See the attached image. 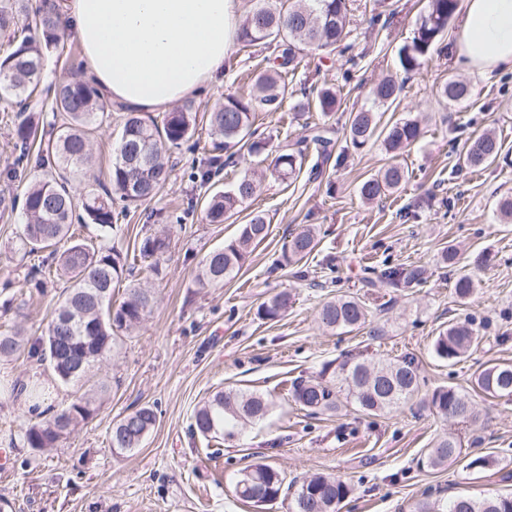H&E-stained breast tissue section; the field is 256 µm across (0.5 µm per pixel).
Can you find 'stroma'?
<instances>
[{"label":"stroma","instance_id":"stroma-1","mask_svg":"<svg viewBox=\"0 0 512 512\" xmlns=\"http://www.w3.org/2000/svg\"><path fill=\"white\" fill-rule=\"evenodd\" d=\"M426 0H350L351 47L344 54L305 48L288 80L280 111L259 113L256 124L270 149L293 148L306 125L324 127L334 142V160L318 179L300 175L292 184L271 177L267 163H239L209 184L195 177L204 155L188 145L172 149V176L151 203L131 211L113 244L139 250L144 239L171 228V247L163 273L127 274L113 299L127 286L148 289L150 309L135 328L121 332L111 353L96 362L84 380L56 382L48 363L21 358L0 361V512H288L283 497L261 507L238 499L232 484L238 472L264 462L276 467L289 489L317 472L342 476L352 487L339 512H415L427 502L447 506L463 494L475 499L512 493V402L472 395L480 419L462 434L463 452L487 457L481 470L462 463L439 468L422 465L426 448L456 425L436 416L425 403L366 416L354 406L333 413L308 414L288 394L294 379L318 378L324 366L356 358L375 362L413 356L424 381L423 394L439 387L471 393L474 372L498 361L512 362V223H501L499 196L512 191V71L484 76L455 64L449 50L435 54L416 73L398 67L397 50L410 41ZM70 52L45 55L41 86L86 76L79 40ZM272 50L234 45L224 62L222 81L207 85L188 102L197 114L193 138L210 141L209 112L226 96L245 91L253 70L268 67ZM387 76L403 81L400 98L382 121L416 119L423 134L400 156L410 178L397 192L367 205L359 196L363 179L386 166L380 144L346 147L345 125L352 112L370 106V90ZM466 80L470 99L452 103L438 91L448 77ZM335 87V112L293 118L292 108L316 88ZM14 106L0 103V188L23 197L30 179L8 180L16 157ZM123 108L113 107L112 123L95 135L93 173L71 175L75 196L94 179H106ZM493 127L504 140L503 156L483 169L459 165L450 140L465 141ZM261 184L251 207L271 219L269 236L240 273L221 287L201 286L196 275L205 255L222 246L247 220L239 213L224 224L207 223L194 200L223 190L240 174ZM318 229V245L306 263L276 267L289 235L304 225ZM20 211L0 216V331L19 327L29 340L42 336L67 286L58 279L38 289L31 261L19 248ZM455 249L458 269L478 287L467 303L454 294V279L443 255ZM422 267V284L413 288L365 286V267ZM291 304L277 321L257 316V307L279 292ZM347 294L367 304L371 316L359 331L325 330L317 320L321 305ZM469 321L481 342L463 360L437 359L432 345L452 320ZM42 379L51 382L46 404L61 408L96 395L97 411L59 447L36 450L24 441L38 423L17 388ZM250 388L271 395L266 418L240 425L234 439L222 441L220 454L191 435V417L219 390ZM156 405L154 429L140 448L116 455L113 423L133 408Z\"/></svg>","mask_w":512,"mask_h":512}]
</instances>
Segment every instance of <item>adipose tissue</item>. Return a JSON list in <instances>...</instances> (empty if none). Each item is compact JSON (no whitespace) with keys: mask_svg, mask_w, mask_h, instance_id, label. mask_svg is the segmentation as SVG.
<instances>
[{"mask_svg":"<svg viewBox=\"0 0 512 512\" xmlns=\"http://www.w3.org/2000/svg\"><path fill=\"white\" fill-rule=\"evenodd\" d=\"M80 41L87 74L109 104L164 109L224 75L239 0H53ZM456 62L512 71V0H463Z\"/></svg>","mask_w":512,"mask_h":512,"instance_id":"obj_1","label":"adipose tissue"}]
</instances>
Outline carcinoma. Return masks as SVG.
<instances>
[{"label":"carcinoma","instance_id":"1","mask_svg":"<svg viewBox=\"0 0 512 512\" xmlns=\"http://www.w3.org/2000/svg\"><path fill=\"white\" fill-rule=\"evenodd\" d=\"M460 8V0H427L416 23L411 40L398 52L399 65L409 74L420 69L440 50L448 25ZM351 9L348 0H257L238 28V40L245 47L275 45L277 67L257 73L247 92L224 98V103L210 115L214 153L204 162L197 175L207 184L214 176L243 154L258 155L267 143L256 141L253 129L257 114L282 109L287 87L285 75L293 74L300 64L299 55L306 46L333 53L349 48ZM13 30V49L0 57V99L19 106L14 115L15 149L19 151L14 167L6 172L17 177L19 168L35 162L37 168L88 172L95 164L93 133L110 122L111 113L99 104L97 88L86 81L68 80L54 90L52 141L40 138L44 112H35L32 99L36 95L44 55L64 44V23L58 10L43 3L29 10L26 0H0V30ZM403 84L388 78L371 90L372 107L351 114L346 130V143L361 150L372 141H381L385 151L399 153L414 145L421 136L417 122L400 119L379 126L378 107H389L399 98ZM441 97L451 102L471 96L469 83L450 78L440 89ZM316 107L323 115L336 111V92L330 87L316 90L315 99L298 104L304 111ZM195 113L186 104L164 113L162 119H146L139 112L126 114L117 137L115 161L112 162V189L95 185L84 193L81 208L84 219L100 227L97 243L75 236L72 224L74 198L66 176H49L32 182L24 197V234L21 248L25 253L49 251V257L32 266L30 274L41 276V282L55 276L70 282L67 294L51 314L45 333L31 343L21 329L0 334V360L11 361L23 356L47 361L57 379L78 383L94 363L112 352V343L120 331L136 327L150 306V295L144 288L129 289L119 304L112 303L113 285L122 280L128 267L141 261L146 270L158 274L161 258L170 248L169 229L165 228L144 240L139 255L133 257L112 245V232L121 228L130 209L153 200L170 178L166 160L169 148L190 138L195 127ZM224 155H219V152ZM502 141L491 130L467 139L459 152V163L478 169L501 155ZM307 154L299 148L282 152L275 158L272 172L283 182L298 178ZM409 180V172L392 163L366 178L359 194L366 202L378 200L398 191ZM260 185L249 174L238 177L231 186L217 192L205 202L207 218L212 224L244 210ZM269 232V217L261 210L249 213L247 223L240 225L234 238L210 251L202 261L198 280L203 285L217 286L234 279L254 249ZM317 235L308 227L290 236L282 247L281 267L308 258L315 250ZM418 267H390L366 282H377L389 288H411L423 280ZM476 289L474 279L457 273L455 294L462 302ZM290 304V294L278 293L262 302L257 310L260 318L274 321ZM319 322L329 330H355L366 325L368 310L359 299L340 295L326 301L318 312ZM480 343L471 324L455 322L439 333L433 352L440 360L456 361ZM475 387L495 398L512 401V365L491 363L474 378ZM420 381L415 359L404 356L375 363L350 361L329 378L294 380L291 398L302 409L313 414L334 411L345 395L366 414L396 410L417 398ZM430 405L442 417L459 424L477 420L471 399L457 390L438 388L431 394ZM271 409L268 397L256 391L235 389L218 391L194 414L192 434L205 439H222L229 425L254 422L265 418ZM96 411L88 398L54 411L49 418L30 426L25 434L29 447L38 450L56 448L81 423ZM157 408L143 405L133 409L112 425V450L121 455L140 447L154 428ZM462 455V442L454 436L437 440L425 455L431 468L440 467ZM283 490L280 471L267 463H255L242 470L233 482V492L244 502L266 505L277 500ZM351 492L343 479L317 474L304 480L294 493L290 512H338V506ZM448 512H512V494L475 500L459 495L448 505Z\"/></svg>","mask_w":512,"mask_h":512}]
</instances>
